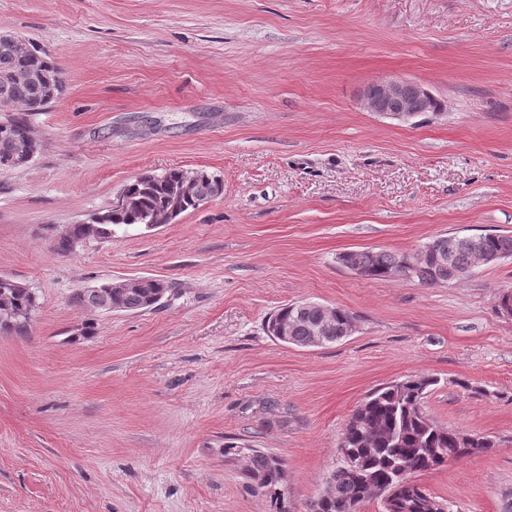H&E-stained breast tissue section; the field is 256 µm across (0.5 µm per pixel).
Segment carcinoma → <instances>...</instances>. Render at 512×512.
Returning <instances> with one entry per match:
<instances>
[{"instance_id": "1", "label": "carcinoma", "mask_w": 512, "mask_h": 512, "mask_svg": "<svg viewBox=\"0 0 512 512\" xmlns=\"http://www.w3.org/2000/svg\"><path fill=\"white\" fill-rule=\"evenodd\" d=\"M26 71L32 78L25 81L0 80V101L8 100L23 111L41 112L54 101L50 96L49 82L63 83L61 70L52 55L33 45L21 42L0 41V74ZM29 134L23 117H11L10 124L0 127V162L10 161L9 167L22 168L27 162L16 152V141ZM182 174L180 169H170L162 174L144 173L126 184L122 190L131 201L125 210L107 209L106 223L99 225L101 237L112 236L114 228L134 225L169 224L166 208L172 189ZM224 193L216 176L206 170L199 171L193 195L182 200L180 213L196 209L200 201L216 198ZM91 227L84 224L70 225L67 238L55 240L58 252L72 251V243L84 237ZM432 240L421 248L425 257L390 251L359 250L341 256L343 264L351 263L362 268V276L369 279H387L393 271L404 266L410 268V277L425 285H434L464 279L478 264H489L512 257V236L480 234L453 238L451 252H441ZM111 284L106 283L86 293L76 301L100 309L105 302L117 300L126 312L145 309V303L154 296L166 293L168 285L148 278L133 288H120L116 296L109 295ZM37 307V297L26 285L13 281L0 284V315L14 316L7 331L23 332ZM351 314L344 308H330L316 302H302L284 306L268 318L288 324L289 343L310 347L309 330L320 325L324 330L323 343H334L345 337ZM435 384L428 377L409 376L392 382L369 393L357 406L345 424L340 447L349 450V460L330 475L332 495L320 496L309 505V512H357L358 507L376 494L386 495V512H431L429 504L437 498L426 492L401 483L393 472V465L402 463L407 473L433 470L452 459L463 457L467 449L476 448L478 454H491L497 444L491 438L466 431L437 425L421 409L427 389ZM251 472L259 489L275 505H280L284 495V469L282 462L268 454L255 452L251 457Z\"/></svg>"}]
</instances>
